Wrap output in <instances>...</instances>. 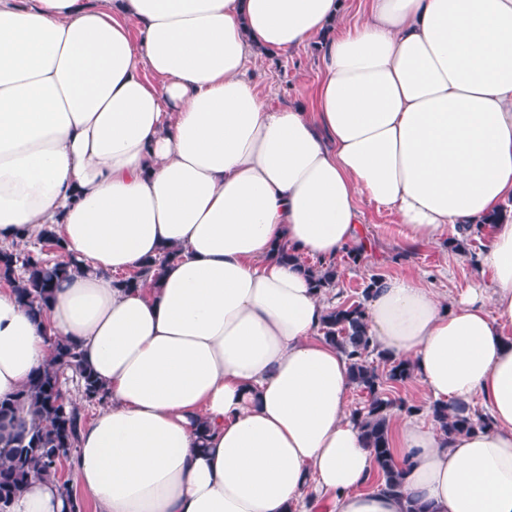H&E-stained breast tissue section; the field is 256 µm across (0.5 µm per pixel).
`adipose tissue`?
Wrapping results in <instances>:
<instances>
[{"instance_id": "1", "label": "adipose tissue", "mask_w": 512, "mask_h": 512, "mask_svg": "<svg viewBox=\"0 0 512 512\" xmlns=\"http://www.w3.org/2000/svg\"><path fill=\"white\" fill-rule=\"evenodd\" d=\"M339 9L0 0V245L48 228L74 262L37 316L0 282V397L58 339L103 389L64 476L30 477L10 512H512V217L455 296L394 275L366 303L373 347L411 362L424 403L491 420L447 437L394 413L399 498L368 487L324 293L273 256L359 247L361 195L409 248L512 200V0H367L328 33ZM318 36L311 107H269L256 50Z\"/></svg>"}]
</instances>
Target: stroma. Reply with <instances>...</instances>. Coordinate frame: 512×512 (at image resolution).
<instances>
[{"mask_svg": "<svg viewBox=\"0 0 512 512\" xmlns=\"http://www.w3.org/2000/svg\"><path fill=\"white\" fill-rule=\"evenodd\" d=\"M249 75L271 106L309 105L311 92L322 78L320 42L312 40L287 55L263 57L251 66ZM358 206L372 247L358 265L344 268L338 286L327 297L328 303L359 300L365 282L374 275H414L437 293L448 296L465 288L475 277L476 269L469 256L450 251L447 241L406 250L396 215L363 197Z\"/></svg>", "mask_w": 512, "mask_h": 512, "instance_id": "obj_1", "label": "stroma"}]
</instances>
